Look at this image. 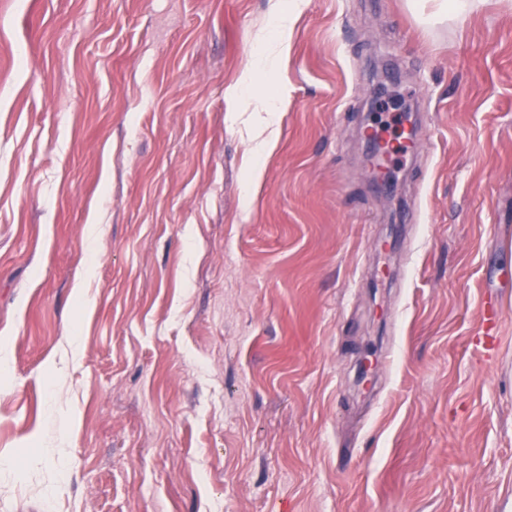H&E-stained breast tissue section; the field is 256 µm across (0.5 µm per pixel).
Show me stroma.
Masks as SVG:
<instances>
[{
	"mask_svg": "<svg viewBox=\"0 0 512 512\" xmlns=\"http://www.w3.org/2000/svg\"><path fill=\"white\" fill-rule=\"evenodd\" d=\"M434 10L308 0L259 161L270 0H0V512H512V0ZM373 61L424 111L391 252ZM440 15H461L479 11L487 0H437ZM283 103L282 93L274 96H267L264 101V111L271 118L265 122L261 131L255 137V145L253 151L256 155L261 156L271 152L277 144L279 131L272 118V112H278ZM480 335L483 336L481 343L485 352L491 351L499 335L501 323V310L494 302L486 301L482 310Z\"/></svg>",
	"mask_w": 512,
	"mask_h": 512,
	"instance_id": "obj_1",
	"label": "stroma"
}]
</instances>
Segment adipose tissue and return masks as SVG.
<instances>
[{
    "mask_svg": "<svg viewBox=\"0 0 512 512\" xmlns=\"http://www.w3.org/2000/svg\"><path fill=\"white\" fill-rule=\"evenodd\" d=\"M306 6V0H272L271 17L275 24L276 34L273 38L272 48L266 49L264 55L254 60L252 69L246 70L239 82L231 89L230 98L234 104L229 112L230 121H237L236 107L245 101L254 83L256 70L272 69L277 59L289 49L288 31Z\"/></svg>",
    "mask_w": 512,
    "mask_h": 512,
    "instance_id": "adipose-tissue-1",
    "label": "adipose tissue"
}]
</instances>
